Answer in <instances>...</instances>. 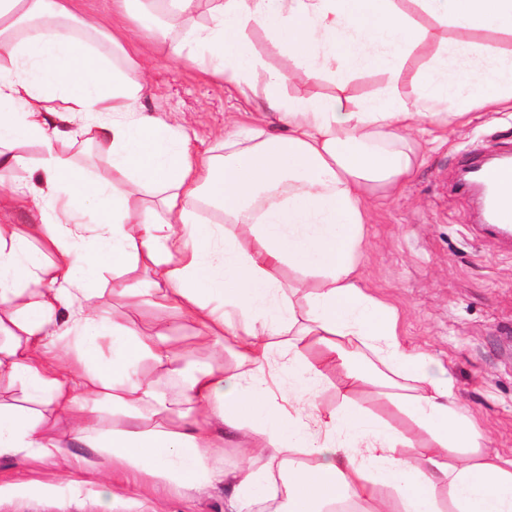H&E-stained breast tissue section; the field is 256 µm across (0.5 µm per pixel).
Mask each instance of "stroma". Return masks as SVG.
Returning a JSON list of instances; mask_svg holds the SVG:
<instances>
[{
    "instance_id": "stroma-1",
    "label": "stroma",
    "mask_w": 512,
    "mask_h": 512,
    "mask_svg": "<svg viewBox=\"0 0 512 512\" xmlns=\"http://www.w3.org/2000/svg\"><path fill=\"white\" fill-rule=\"evenodd\" d=\"M247 39L265 68L287 67V95L339 92L359 101L388 86L376 68L352 74L340 90L327 77L309 79L285 65L262 30H248ZM264 94L263 71L243 96L159 49L141 105L181 126L199 151L219 154L216 135L226 120L251 124ZM417 138L422 150L413 177L397 192L379 187L368 197L362 283L397 310L401 341L426 351L451 377L492 447L512 454V238L480 222L458 178L475 158L512 153V108L475 107L424 124ZM113 283L105 274L103 307L126 309L135 325L177 336L195 364L208 365L209 351L196 346L192 323L172 309L127 306L112 294ZM83 454L76 444L63 457L0 458V512H226L223 486L185 490L113 465L106 455L82 463Z\"/></svg>"
}]
</instances>
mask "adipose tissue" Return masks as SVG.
<instances>
[{"instance_id":"ef3b65f1","label":"adipose tissue","mask_w":512,"mask_h":512,"mask_svg":"<svg viewBox=\"0 0 512 512\" xmlns=\"http://www.w3.org/2000/svg\"><path fill=\"white\" fill-rule=\"evenodd\" d=\"M170 1L178 32L150 28L148 14ZM417 2L428 24L400 0H112L130 21L109 35L112 50L146 29L171 58L241 92L262 65L250 28L307 78L341 87L375 66L388 76L385 92L354 102L287 96V69L267 70L261 118L279 133L256 128L243 146L228 127L223 154L211 155L140 107L145 66L129 56L116 66L86 40L92 24L69 0H0V168L20 173L0 182V200L30 206L34 218L12 224L0 209V334L9 338L0 378L19 382L26 400L0 402V457L61 452L46 429L55 417L117 464L185 489L223 484L229 512L280 492L281 512H512V454L489 447L451 378L401 342L395 311L358 270L367 193L413 175L412 131L463 105L512 102V58L445 35L452 23L512 35V0ZM202 6L210 22L199 26ZM478 51L493 67L449 80V59ZM416 52L433 65L409 105L398 82ZM75 138L108 156L106 176L89 178L59 153ZM29 143L37 154L22 153ZM205 207L222 210L223 224H204ZM88 233L91 253L77 245ZM32 234L42 253L28 251ZM81 269L151 272V287L123 285L118 295L195 324L214 365L186 371L177 339L102 309ZM366 352L379 375L356 366ZM146 361L178 382L184 409L141 373ZM332 371L341 383L324 409L317 396ZM376 386L407 428L355 404L359 389ZM103 406L125 423L102 432ZM242 431L250 440L238 464L222 467L225 442Z\"/></svg>"}]
</instances>
